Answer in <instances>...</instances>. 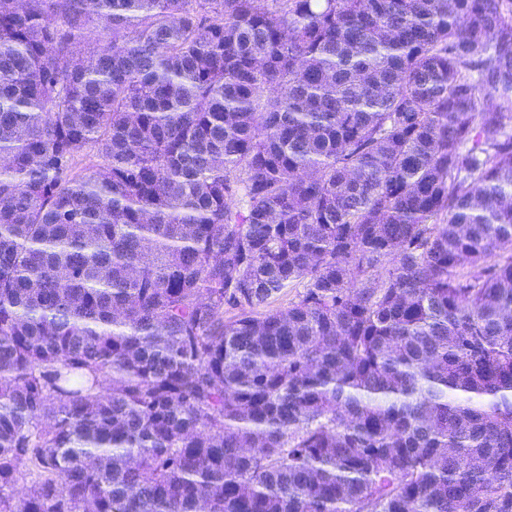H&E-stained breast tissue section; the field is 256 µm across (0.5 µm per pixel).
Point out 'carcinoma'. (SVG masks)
I'll use <instances>...</instances> for the list:
<instances>
[{"label": "carcinoma", "instance_id": "carcinoma-1", "mask_svg": "<svg viewBox=\"0 0 512 512\" xmlns=\"http://www.w3.org/2000/svg\"><path fill=\"white\" fill-rule=\"evenodd\" d=\"M0 512H512L509 0H0Z\"/></svg>", "mask_w": 512, "mask_h": 512}]
</instances>
